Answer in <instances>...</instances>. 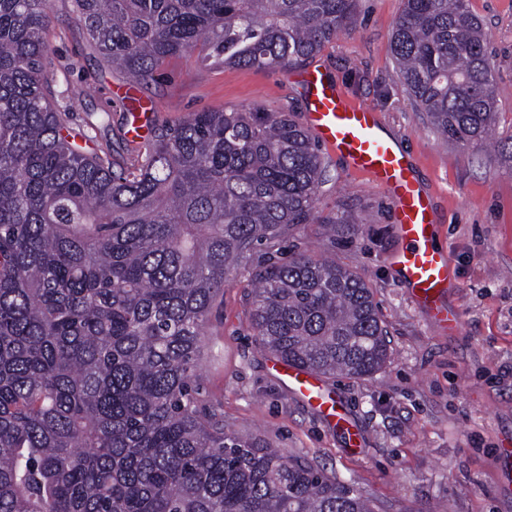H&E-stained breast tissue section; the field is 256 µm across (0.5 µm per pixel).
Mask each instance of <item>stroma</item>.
Instances as JSON below:
<instances>
[{"label": "stroma", "instance_id": "1", "mask_svg": "<svg viewBox=\"0 0 512 512\" xmlns=\"http://www.w3.org/2000/svg\"><path fill=\"white\" fill-rule=\"evenodd\" d=\"M403 0H359L353 26L313 58L352 103L377 112L385 136L400 143L414 177L432 197L440 246L452 263L446 302L461 314L455 334L435 327L387 258L397 245L393 204L366 175L325 151L329 181L322 214L348 210L360 224H297L287 254L337 261L372 288L388 331L390 357L375 376L334 384L361 443L343 435L291 393L275 358L250 329L251 264L235 270L206 324L200 374L207 405L226 430L252 435L290 457L324 467L354 486L375 512H512L497 470L512 448V171L499 153L444 141L419 112L397 73L391 35ZM491 51L497 88L495 136L512 137V0H470ZM44 61L58 106H72V126L88 151L130 162L139 142L129 134V78L112 68L78 21L72 0H50ZM226 67L197 54L171 59L135 93L154 124L179 123L224 107H308L298 74Z\"/></svg>", "mask_w": 512, "mask_h": 512}]
</instances>
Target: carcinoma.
<instances>
[{"instance_id":"obj_1","label":"carcinoma","mask_w":512,"mask_h":512,"mask_svg":"<svg viewBox=\"0 0 512 512\" xmlns=\"http://www.w3.org/2000/svg\"><path fill=\"white\" fill-rule=\"evenodd\" d=\"M98 52L146 80L193 51L288 68L355 22L356 0H75ZM49 0H0V512H374L353 487L199 399L228 276L322 216L319 145L288 110L195 112L129 167L75 142L43 61ZM399 77L446 140L485 144L496 84L468 0H404ZM259 346L324 378L389 359L372 288L334 258L252 271Z\"/></svg>"}]
</instances>
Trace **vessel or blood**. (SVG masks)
Instances as JSON below:
<instances>
[{
	"mask_svg": "<svg viewBox=\"0 0 512 512\" xmlns=\"http://www.w3.org/2000/svg\"><path fill=\"white\" fill-rule=\"evenodd\" d=\"M301 79L308 92L307 122L318 140L341 156L350 170L368 175L395 203L399 245L390 264L432 323L443 331H456L461 315L442 301L450 259L437 245L432 201L414 178L406 154L381 134L375 112L352 104L319 69L307 70ZM275 368L304 402L335 427L348 429L343 407L324 378L282 361Z\"/></svg>",
	"mask_w": 512,
	"mask_h": 512,
	"instance_id": "obj_1",
	"label": "vessel or blood"
}]
</instances>
